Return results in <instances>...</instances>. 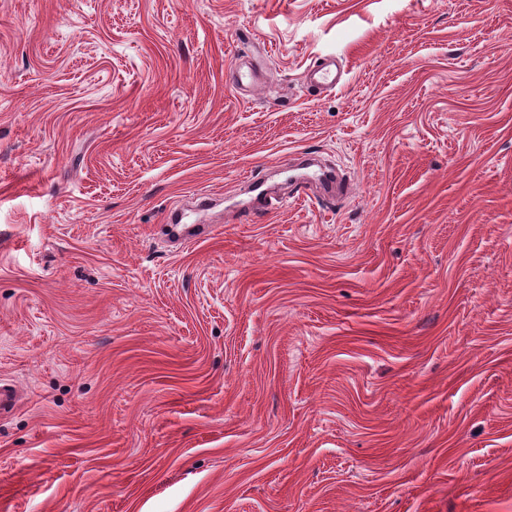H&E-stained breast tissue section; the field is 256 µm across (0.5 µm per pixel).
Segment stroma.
I'll use <instances>...</instances> for the list:
<instances>
[{
	"instance_id": "35a3bbf8",
	"label": "stroma",
	"mask_w": 512,
	"mask_h": 512,
	"mask_svg": "<svg viewBox=\"0 0 512 512\" xmlns=\"http://www.w3.org/2000/svg\"><path fill=\"white\" fill-rule=\"evenodd\" d=\"M0 379L5 512H512V0H0Z\"/></svg>"
}]
</instances>
